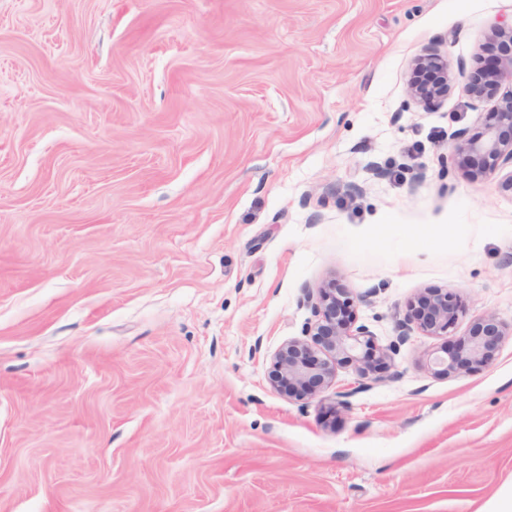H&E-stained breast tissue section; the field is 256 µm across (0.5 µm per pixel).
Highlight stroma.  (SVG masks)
<instances>
[{
    "mask_svg": "<svg viewBox=\"0 0 512 512\" xmlns=\"http://www.w3.org/2000/svg\"><path fill=\"white\" fill-rule=\"evenodd\" d=\"M512 0H0V512H488L512 338L456 377L399 338L441 288L512 322V168L446 159ZM458 83L435 109L408 77ZM392 347L269 380L327 281ZM348 392L340 400V392ZM433 56L431 53L420 56L409 78L411 97L427 108L437 105L447 96L452 83L448 62Z\"/></svg>",
    "mask_w": 512,
    "mask_h": 512,
    "instance_id": "stroma-1",
    "label": "stroma"
}]
</instances>
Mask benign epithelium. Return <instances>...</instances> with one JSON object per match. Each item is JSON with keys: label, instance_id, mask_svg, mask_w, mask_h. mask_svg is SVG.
I'll list each match as a JSON object with an SVG mask.
<instances>
[{"label": "benign epithelium", "instance_id": "obj_1", "mask_svg": "<svg viewBox=\"0 0 512 512\" xmlns=\"http://www.w3.org/2000/svg\"><path fill=\"white\" fill-rule=\"evenodd\" d=\"M496 52L468 77L463 92L470 98L493 94L501 85H512V26L492 31ZM448 63L433 56H420L411 71L409 89L413 100L429 108L437 105L451 89ZM512 165V97H503L488 113L482 130L475 135L459 131L448 155V166L471 181L487 177L497 163ZM305 301L313 319L306 322V340H291L274 354L270 382L294 398L314 396L336 378V367L350 366L358 386L378 379L379 370L390 359L388 350L376 344L369 331L357 324L354 301L330 282L309 289ZM463 313L462 303L446 292L420 293L398 323L404 337L414 325L431 336H446ZM512 335V324L494 315L478 319L467 337L443 345L426 355L425 364L435 374L456 376L489 365L503 339Z\"/></svg>", "mask_w": 512, "mask_h": 512}]
</instances>
